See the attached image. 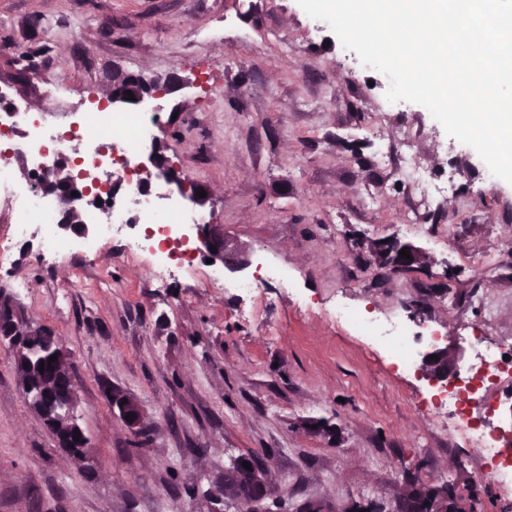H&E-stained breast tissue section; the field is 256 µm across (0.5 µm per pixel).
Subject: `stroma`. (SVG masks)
I'll return each mask as SVG.
<instances>
[{"mask_svg":"<svg viewBox=\"0 0 512 512\" xmlns=\"http://www.w3.org/2000/svg\"><path fill=\"white\" fill-rule=\"evenodd\" d=\"M213 29L223 38L208 39ZM118 68L206 80L207 91L160 99L156 134L189 184L211 189L201 212L247 263L225 270L223 289L187 275L159 288L146 261L110 245L54 268L15 248L0 282L25 281L26 318L71 352L95 463L81 469L59 447L0 344V512H239L209 489L243 455L265 463L271 512L390 502L407 474L452 483L469 512H512V487L485 481L483 464L441 430L428 380L334 318L340 302L372 317L423 304L465 363L475 339L512 336V184L482 185L477 152L418 104L383 111L376 74L297 0H0V82L27 109L42 108L38 84L57 71L75 96L99 100ZM406 126L419 130L420 163L456 179L428 231L409 236L398 229L408 191L371 163ZM441 224L449 243L430 232ZM366 238L421 247L435 263L366 266ZM272 257L288 265V283L231 289ZM485 291L489 314L471 302ZM109 387L150 417L145 448L132 447ZM509 390L511 378L495 379L467 413L492 430L512 425V404L499 399Z\"/></svg>","mask_w":512,"mask_h":512,"instance_id":"1","label":"stroma"}]
</instances>
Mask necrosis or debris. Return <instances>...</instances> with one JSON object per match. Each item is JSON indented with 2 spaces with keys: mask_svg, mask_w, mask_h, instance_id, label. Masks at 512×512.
<instances>
[{
  "mask_svg": "<svg viewBox=\"0 0 512 512\" xmlns=\"http://www.w3.org/2000/svg\"><path fill=\"white\" fill-rule=\"evenodd\" d=\"M41 92L50 107L69 106L78 116L79 126L70 133L59 131L0 88V139L11 140L10 147L0 151V203L17 212L11 242L37 240L39 260L51 264L74 251L96 256L103 245L115 241L126 255L151 256L156 283H164L183 269L199 273L209 287H224L223 267L205 263L188 247L195 225L204 221L203 214L190 209L172 187L154 192L146 189L140 178L137 159L154 135V119L142 112H112L102 106L88 110L82 104L69 103L66 85L56 80L44 81ZM414 138V131L404 128L399 151L385 148L375 158L378 168H393L416 198L415 206L403 215L402 228L408 233L420 229L423 217L439 198L455 192L454 179L438 180L417 164L412 153ZM18 157L27 165L21 179L15 174ZM63 161L77 162L86 184L106 182L111 175L121 181L124 198L100 192V205L88 212L86 221L94 225L93 234L66 238L58 232L62 205L46 194L41 184L54 176ZM336 320L383 344L406 370L414 369L419 348L435 338L430 325L410 326L399 313L381 322L341 306ZM510 373L512 336L477 343L473 363L459 368L447 385L438 389L435 406L438 416L447 421L449 437L461 438L474 458L496 461V468L485 472L484 478L503 487L512 485V432L477 429L463 404L490 379Z\"/></svg>",
  "mask_w": 512,
  "mask_h": 512,
  "instance_id": "necrosis-or-debris-1",
  "label": "necrosis or debris"
}]
</instances>
